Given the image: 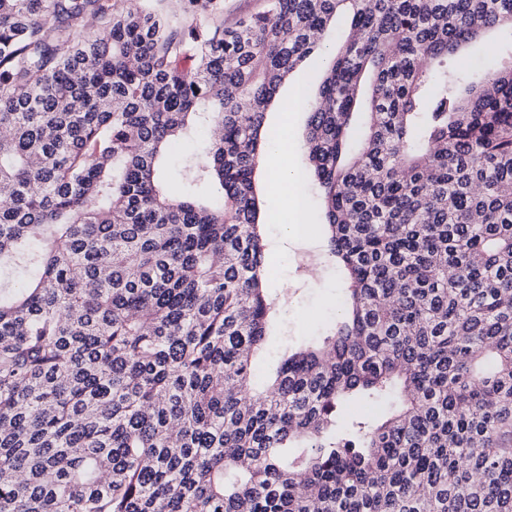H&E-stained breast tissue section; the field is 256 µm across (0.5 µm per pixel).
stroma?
<instances>
[{
	"label": "stroma",
	"instance_id": "35a3bbf8",
	"mask_svg": "<svg viewBox=\"0 0 512 512\" xmlns=\"http://www.w3.org/2000/svg\"><path fill=\"white\" fill-rule=\"evenodd\" d=\"M504 42L501 32L487 33L482 40L462 51L459 60L462 69L475 75L484 74L493 66ZM320 81V73L309 64L299 65L268 109L269 126L277 130L281 125H288L296 146L304 144L307 114L301 107L293 106L292 100L297 90L315 91ZM301 193L305 208L303 235H287L274 224L266 225L264 229L265 251L271 271L269 292L274 297L287 296L288 305L274 323L265 349L253 360V372L260 381L269 378L287 348L319 335L338 315L343 302L345 280L325 256V232L319 202L311 187L302 188ZM299 254L318 265V278H309L306 272L297 270L295 257Z\"/></svg>",
	"mask_w": 512,
	"mask_h": 512
}]
</instances>
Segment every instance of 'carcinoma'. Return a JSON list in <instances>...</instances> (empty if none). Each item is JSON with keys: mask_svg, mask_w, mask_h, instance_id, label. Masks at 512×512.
Here are the masks:
<instances>
[{"mask_svg": "<svg viewBox=\"0 0 512 512\" xmlns=\"http://www.w3.org/2000/svg\"><path fill=\"white\" fill-rule=\"evenodd\" d=\"M307 59L345 302L259 390L254 170ZM0 512H512V0H0ZM263 0H224V19L232 23L261 9ZM504 43L501 31L487 33L482 40L462 51L459 60L462 70L474 74L475 77L483 75L493 67Z\"/></svg>", "mask_w": 512, "mask_h": 512, "instance_id": "obj_1", "label": "carcinoma"}]
</instances>
